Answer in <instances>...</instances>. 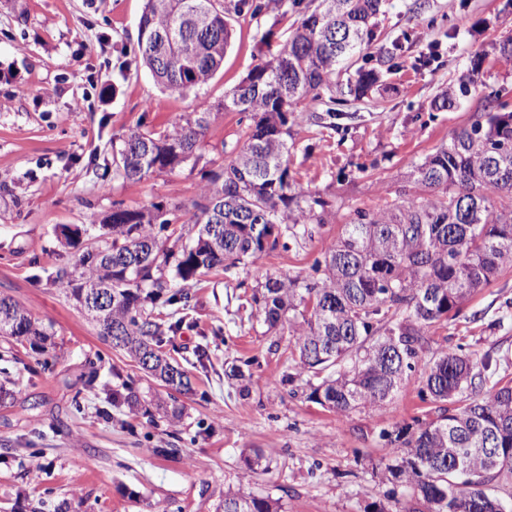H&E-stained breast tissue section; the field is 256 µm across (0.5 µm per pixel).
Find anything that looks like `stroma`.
<instances>
[{"instance_id":"1","label":"stroma","mask_w":512,"mask_h":512,"mask_svg":"<svg viewBox=\"0 0 512 512\" xmlns=\"http://www.w3.org/2000/svg\"><path fill=\"white\" fill-rule=\"evenodd\" d=\"M259 17L233 23L231 44L199 94L162 91L142 64L125 65L145 0H0V295L52 324L45 350L0 337V512H215L228 488L280 499L282 512H399L388 482L381 430L427 418L434 403L419 373L409 374L382 409L337 417L308 400L305 377L280 379L296 357L289 333L268 330L252 301L263 274L313 275L355 209L376 210L414 191L408 174L469 124L484 95L512 89V61L493 47L512 38V0H387L381 42L393 67L366 96L342 107L337 129L303 112L292 129L291 176L330 203L311 236L252 264L211 271L187 285L196 306L170 355L193 391L180 396L182 420L134 412L125 397H165L125 352L51 278L73 266L61 230L86 226L113 203L191 204L203 171L239 151L240 116L216 114L197 158L141 182L101 180L113 151L137 125L159 130L197 98L223 101L264 57L292 35L298 18L285 0H262ZM270 33L269 47L260 38ZM435 52L421 66L420 56ZM485 61L476 92L436 112L432 100L457 86L475 56ZM83 100L75 109V100ZM204 360H197L198 348ZM462 349L491 356L495 376L512 381V267L503 269L458 313L428 330V355ZM244 377H231L232 368ZM259 449L249 468L242 452Z\"/></svg>"}]
</instances>
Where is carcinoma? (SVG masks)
I'll return each mask as SVG.
<instances>
[{"label":"carcinoma","mask_w":512,"mask_h":512,"mask_svg":"<svg viewBox=\"0 0 512 512\" xmlns=\"http://www.w3.org/2000/svg\"><path fill=\"white\" fill-rule=\"evenodd\" d=\"M384 0H321L310 8L292 0L300 24L275 54L249 70L224 101L201 100L194 111L174 116L162 131H130L101 178L140 182L173 172L204 144L214 114L239 112L248 123L234 157L207 171L198 199L189 206L162 203L129 209L115 204L101 223L112 240L99 239L78 255L73 269L55 280L99 327L100 338L125 351L167 389L158 408L182 416L178 396L191 380L163 351L179 322L163 325L144 301L184 311L190 296L164 280L175 261L183 284L213 269L247 264L280 239L312 233L324 223L328 202L289 177L288 137L295 112L329 85L336 66L377 40ZM258 0H146L137 25L136 58L160 88L184 96L205 87L219 70L232 38L233 17H258ZM382 78L380 68L361 66L346 94L360 98ZM476 87L473 79L438 97L432 109L455 106ZM505 88L486 98L482 111L448 144L412 166L420 192L378 211L357 208L336 244L316 262L317 276L257 281L253 301L270 330L292 329L298 369L312 374L307 399L348 416L379 408L403 376L423 369L425 392L440 404L436 417L381 431L392 463L391 481L403 488V512H502L489 484L512 474V381L496 382L488 397L478 389L490 358L475 370L470 357L443 351L427 357L426 333L448 318L506 265H512V205L491 196H512V106ZM172 224L199 227L197 239L176 252L154 231ZM153 252L155 264H136ZM302 317V322L294 318ZM0 336L44 345L48 329L8 296L0 297ZM452 403L454 408L441 404ZM271 496L238 489L224 493L220 512H281Z\"/></svg>","instance_id":"obj_1"}]
</instances>
